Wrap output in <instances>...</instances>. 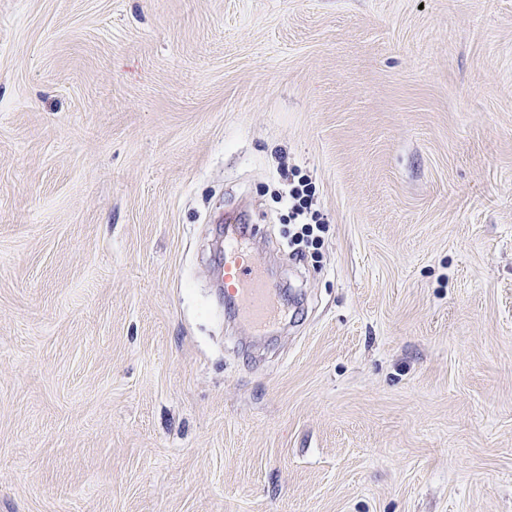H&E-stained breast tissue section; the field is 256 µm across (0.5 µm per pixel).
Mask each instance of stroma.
<instances>
[{"label":"stroma","instance_id":"1","mask_svg":"<svg viewBox=\"0 0 512 512\" xmlns=\"http://www.w3.org/2000/svg\"><path fill=\"white\" fill-rule=\"evenodd\" d=\"M0 512H512V0H0ZM297 169L292 171V180L288 177L287 190L284 192L288 200V206L294 220H298L297 229L289 240V247L293 251L302 253V246L309 247L317 245L319 237L316 235L320 231V218L317 211L312 210V184L308 178L301 176L297 182ZM224 297L236 303L242 319L254 332L277 325L284 312L274 289L261 275V262L243 243L233 225L224 234Z\"/></svg>","mask_w":512,"mask_h":512}]
</instances>
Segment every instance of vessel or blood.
Returning a JSON list of instances; mask_svg holds the SVG:
<instances>
[{"mask_svg":"<svg viewBox=\"0 0 512 512\" xmlns=\"http://www.w3.org/2000/svg\"><path fill=\"white\" fill-rule=\"evenodd\" d=\"M224 297L236 303L242 319L253 331L277 325L284 313L274 290L261 275V262L243 243L234 226L224 234Z\"/></svg>","mask_w":512,"mask_h":512,"instance_id":"b4317fda","label":"vessel or blood"}]
</instances>
